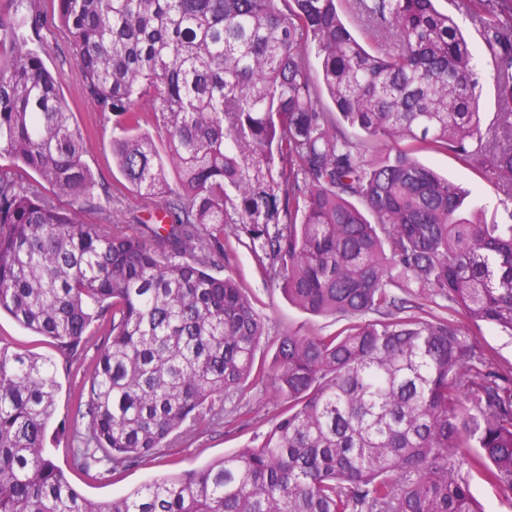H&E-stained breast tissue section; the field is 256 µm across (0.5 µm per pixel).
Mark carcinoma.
Masks as SVG:
<instances>
[{"label": "carcinoma", "mask_w": 512, "mask_h": 512, "mask_svg": "<svg viewBox=\"0 0 512 512\" xmlns=\"http://www.w3.org/2000/svg\"><path fill=\"white\" fill-rule=\"evenodd\" d=\"M17 2L0 5V157L14 163L0 168V312L89 372L74 465L117 470L178 429L224 423L215 406L265 335L238 282L212 274L227 229L291 304L348 324L280 339L271 394L288 407L259 443L109 501L45 454L56 363L0 345V512H482L471 470L512 496V374L457 324L403 315L438 294L512 336V224L465 213L468 192L414 157L452 152L512 196V0H461L500 92L487 139L471 47L433 0H352L371 48L340 0H57L84 94L122 130L113 162L161 199L163 223L136 232L95 210L85 138L23 32L39 16L14 23ZM350 128L411 146L376 161ZM95 324L110 342L87 365Z\"/></svg>", "instance_id": "1"}]
</instances>
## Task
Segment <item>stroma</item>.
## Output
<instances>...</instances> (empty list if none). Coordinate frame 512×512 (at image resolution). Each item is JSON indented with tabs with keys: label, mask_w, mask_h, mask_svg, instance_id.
Wrapping results in <instances>:
<instances>
[{
	"label": "stroma",
	"mask_w": 512,
	"mask_h": 512,
	"mask_svg": "<svg viewBox=\"0 0 512 512\" xmlns=\"http://www.w3.org/2000/svg\"><path fill=\"white\" fill-rule=\"evenodd\" d=\"M436 7L453 16L473 48L480 83L478 108L481 130L489 132L498 122L499 104L498 91L490 77L492 61L485 51L482 33L460 0H436ZM36 8L40 25L37 30L29 32L30 45L59 79L77 127L89 137L85 161L96 182L106 188L121 224L152 223L159 204L129 185L113 164L112 121L83 96L81 71L60 27L57 0H37ZM416 157L468 190L469 208L480 212L488 223L505 224L512 220L507 214L503 193L455 154L422 149L417 151ZM223 244L225 274L233 276L248 292L265 321V334L255 351L256 364L272 365L282 336L328 335L339 329V322L333 318L313 316L291 305L279 286L263 276L253 254L234 233H227ZM422 304L424 310L456 322L462 339L478 355L492 359L503 370L512 371V336L488 325L478 332L472 330L459 306L447 299L426 297ZM0 343L16 352L32 353L54 362L59 359L50 339L31 332L6 314L0 315ZM57 381L59 390L55 414L48 427L46 452L78 491L96 501L129 493L151 479L200 468L221 459L248 443L260 440L279 420L283 410L282 404L273 399L267 378H253L240 390L225 397L223 426L201 428L188 436L172 434L167 448L156 455L139 459L115 472L103 467L88 473L74 465L67 441L75 424L74 395L86 378L80 373L61 370L57 373Z\"/></svg>",
	"instance_id": "35a3bbf8"
}]
</instances>
